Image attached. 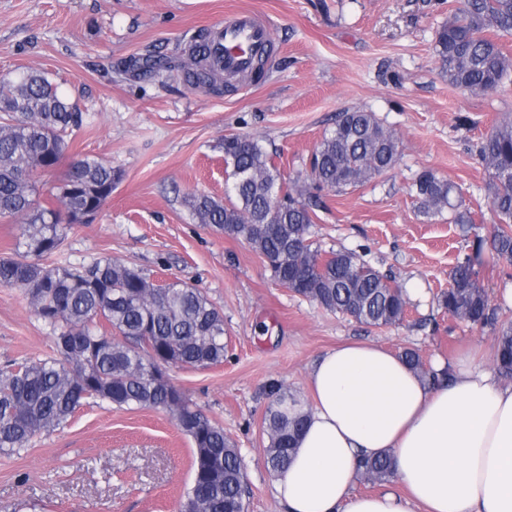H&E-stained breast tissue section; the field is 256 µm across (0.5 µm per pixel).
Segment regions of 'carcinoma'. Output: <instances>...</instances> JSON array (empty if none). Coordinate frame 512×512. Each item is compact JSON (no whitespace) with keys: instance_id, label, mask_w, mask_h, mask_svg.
<instances>
[{"instance_id":"carcinoma-1","label":"carcinoma","mask_w":512,"mask_h":512,"mask_svg":"<svg viewBox=\"0 0 512 512\" xmlns=\"http://www.w3.org/2000/svg\"><path fill=\"white\" fill-rule=\"evenodd\" d=\"M488 31L512 34V0H458L436 35L435 50L449 85L487 94L509 81L512 64L485 36ZM208 37L204 28L184 44L180 78L189 90L205 88L219 95L224 84L207 64ZM167 67L164 57L137 62L144 75ZM85 121L77 104L39 71L0 81V217L24 219V250L0 258V286L24 291L54 344L49 359L0 368V452L27 449L37 434L61 426L87 398L118 407L162 408L194 444L193 478L181 512H242L247 485L235 442L167 375L172 366L204 369L223 363V313L193 286L180 281L157 285L110 258L80 266L45 263L63 241V216L100 209L112 196V166L85 156L69 164L58 186L61 209L36 199L33 176L58 167L68 138ZM477 153L497 217L492 245L504 263L503 274L512 278V119L493 126L477 144ZM398 159L395 133L374 113L360 109L336 116L312 155L307 187L286 176L260 141L230 134L224 137L230 186L225 200L199 194L190 205L199 223L247 243L281 287L361 324L393 326L403 321L409 304L396 279L355 251L324 255L307 235L317 211L325 207L318 192L357 189L391 171ZM412 192L423 215L446 211L454 224H474L457 186L433 170L416 175ZM473 263L469 256L457 262L438 303L448 316L496 332L494 366L512 378V323L498 324L488 295L475 284ZM111 331L122 340L110 336ZM402 355L421 375L439 380L424 368L418 352L406 349ZM267 396L265 462L281 477L305 425L304 401L279 382L268 385ZM359 472L372 483L388 481L395 476L392 457L385 453L365 459Z\"/></svg>"}]
</instances>
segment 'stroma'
<instances>
[{"mask_svg":"<svg viewBox=\"0 0 512 512\" xmlns=\"http://www.w3.org/2000/svg\"><path fill=\"white\" fill-rule=\"evenodd\" d=\"M456 0H0V77L37 69L87 121L69 158L98 157L117 175L88 224L69 225L60 260L110 258L153 282L182 281L224 314L228 352L205 369L173 368L171 382L223 426L242 455L248 512H284L265 464L262 418L277 381L309 397V369L337 344L363 340L414 349L427 369L472 351L491 363L493 332L448 317L438 305L458 259L481 250L475 279L499 321H512V279L491 246L494 216L480 137L512 118V84L474 96L449 85L436 32ZM249 9L275 46L254 86L215 95L188 90L183 43L228 12ZM161 55L168 69L143 77L132 60ZM376 113L400 140L387 175L348 193L323 191L310 240L352 250L416 289L405 319L370 327L276 284L263 259L198 224L192 196H224L230 134L277 148L285 174L307 182L309 160L338 112ZM434 170L462 189L476 226L424 217L411 184ZM51 331L27 297L0 286V365L52 357ZM192 443L170 415L90 399L18 455L0 454V512H179L192 479Z\"/></svg>","mask_w":512,"mask_h":512,"instance_id":"stroma-1","label":"stroma"}]
</instances>
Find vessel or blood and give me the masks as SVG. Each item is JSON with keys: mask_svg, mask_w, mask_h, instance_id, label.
I'll list each match as a JSON object with an SVG mask.
<instances>
[{"mask_svg": "<svg viewBox=\"0 0 512 512\" xmlns=\"http://www.w3.org/2000/svg\"><path fill=\"white\" fill-rule=\"evenodd\" d=\"M210 60L225 77L246 79L254 74L258 60L267 58L274 43L270 26L251 11L226 15L210 29Z\"/></svg>", "mask_w": 512, "mask_h": 512, "instance_id": "b4317fda", "label": "vessel or blood"}]
</instances>
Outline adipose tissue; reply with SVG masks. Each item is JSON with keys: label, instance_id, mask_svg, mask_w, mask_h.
Here are the masks:
<instances>
[{"label": "adipose tissue", "instance_id": "obj_1", "mask_svg": "<svg viewBox=\"0 0 512 512\" xmlns=\"http://www.w3.org/2000/svg\"><path fill=\"white\" fill-rule=\"evenodd\" d=\"M314 398L285 512H512V381L459 361L431 383L401 354L355 342L309 370ZM392 451L403 493L354 490L361 458Z\"/></svg>", "mask_w": 512, "mask_h": 512}]
</instances>
